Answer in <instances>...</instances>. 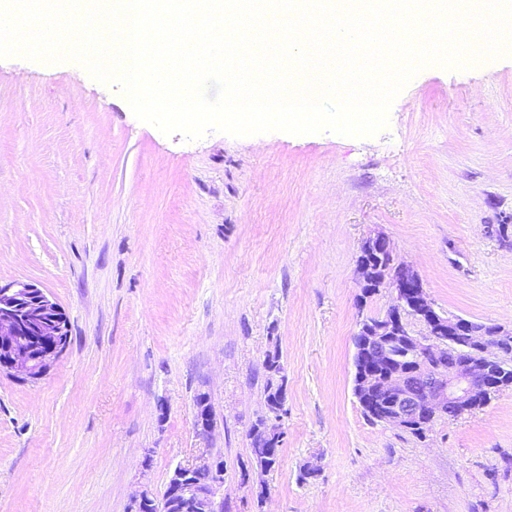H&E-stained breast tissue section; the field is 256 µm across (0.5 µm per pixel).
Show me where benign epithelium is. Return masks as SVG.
<instances>
[{"label": "benign epithelium", "mask_w": 512, "mask_h": 512, "mask_svg": "<svg viewBox=\"0 0 512 512\" xmlns=\"http://www.w3.org/2000/svg\"><path fill=\"white\" fill-rule=\"evenodd\" d=\"M356 272L361 313L354 335L360 354L354 394L377 422L423 438L448 410L470 414L512 389V329L438 311L418 273L397 261L382 234L363 242ZM382 288L392 296L384 315L362 313ZM69 342V319L50 295L28 282L0 285L1 370L17 380H39ZM275 374L277 400L261 416V431L281 442L287 380L284 370ZM196 409L198 430L207 439L217 427L209 396ZM134 505L135 512L151 506L158 512H224L219 456L207 453L176 465L162 499L143 492Z\"/></svg>", "instance_id": "obj_1"}]
</instances>
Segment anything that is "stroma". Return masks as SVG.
I'll return each instance as SVG.
<instances>
[{
  "instance_id": "stroma-1",
  "label": "stroma",
  "mask_w": 512,
  "mask_h": 512,
  "mask_svg": "<svg viewBox=\"0 0 512 512\" xmlns=\"http://www.w3.org/2000/svg\"><path fill=\"white\" fill-rule=\"evenodd\" d=\"M379 233L438 310L512 325V51L423 67L373 135L194 140L72 58H0V284L38 285L72 331L41 380L0 371V512H129L205 451L231 512H512V390L423 441L354 396L356 258ZM274 344L261 505L241 471ZM278 365H275L272 370L268 369L270 372H275L278 376V394L277 400L272 404L271 408H267V413L261 416L258 419L262 420L261 431L264 438L272 439L277 442H283L284 431L281 426V417L286 414L287 410L285 409L286 401H287V391H286V375L284 374V368L277 369ZM277 370V371H276ZM194 403L197 409L196 424L198 430L203 438L208 439L217 427V420L210 402V398L205 393L201 403L198 404L196 399H194Z\"/></svg>"
}]
</instances>
